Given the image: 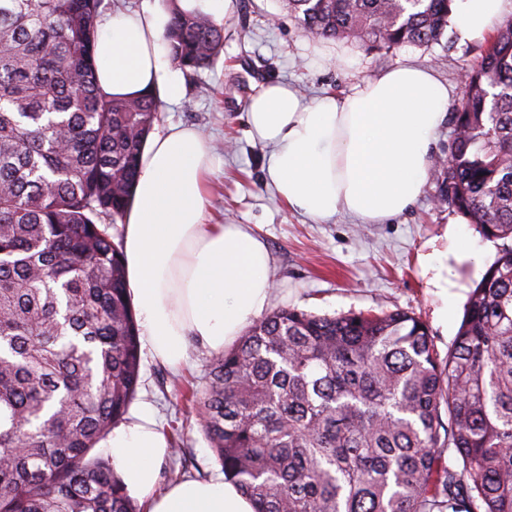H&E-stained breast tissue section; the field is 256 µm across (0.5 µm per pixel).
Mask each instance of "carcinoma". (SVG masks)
Here are the masks:
<instances>
[{"label":"carcinoma","instance_id":"cac0c4a2","mask_svg":"<svg viewBox=\"0 0 512 512\" xmlns=\"http://www.w3.org/2000/svg\"><path fill=\"white\" fill-rule=\"evenodd\" d=\"M188 78L224 26L168 0ZM368 51L428 47L454 0H283ZM104 0H0V512H137L97 441L135 397L123 222L162 102L96 85ZM438 202L501 241L444 356L405 311L255 323L182 393L254 512H512V21L465 71Z\"/></svg>","mask_w":512,"mask_h":512}]
</instances>
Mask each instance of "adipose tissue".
Wrapping results in <instances>:
<instances>
[{"label":"adipose tissue","mask_w":512,"mask_h":512,"mask_svg":"<svg viewBox=\"0 0 512 512\" xmlns=\"http://www.w3.org/2000/svg\"><path fill=\"white\" fill-rule=\"evenodd\" d=\"M510 13L512 0H454L452 21L465 42L493 32ZM168 21L160 0L103 18L94 46L102 93L182 99L183 75L165 60ZM447 112L448 89L432 70L403 65L351 94L311 103L288 84H268L245 118L251 139L269 148L267 177L290 208L316 220L341 210L379 224L420 195ZM213 151L192 127L171 124L148 137L125 214L124 266L138 325L152 356L171 367L193 340L224 350L270 301L266 243L250 225L205 221ZM98 446L144 512H253L228 482L187 479L159 488L168 441L150 403H139Z\"/></svg>","instance_id":"adipose-tissue-1"}]
</instances>
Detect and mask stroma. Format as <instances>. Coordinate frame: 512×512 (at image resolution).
Here are the masks:
<instances>
[{
    "label": "stroma",
    "mask_w": 512,
    "mask_h": 512,
    "mask_svg": "<svg viewBox=\"0 0 512 512\" xmlns=\"http://www.w3.org/2000/svg\"><path fill=\"white\" fill-rule=\"evenodd\" d=\"M224 51L212 67L186 80L184 97L163 104L160 126L198 128L218 146L208 177L210 224H247L267 244L271 256L270 309L297 308L318 315L403 310L429 329L440 354H447L470 292L497 256V244L484 238L462 215L438 204L437 169H430L418 200L381 224H360L340 213L317 222L289 209L266 181L268 148L252 141L245 120L250 99L266 84L285 82L306 99L351 93L364 80L402 64L433 68L448 88V108L456 110L461 76L477 65L484 38L431 47L404 46L367 52L345 41L306 33L282 0H233L220 16ZM473 258L459 259L461 244ZM448 252V296L440 298L418 264L420 253ZM447 308V320L438 311ZM212 354L190 344L181 369L156 362L142 350L136 400L150 401L163 429L178 426L185 453L165 458L159 480L194 477L223 480L196 415L182 400L178 383L202 384Z\"/></svg>",
    "instance_id": "stroma-1"
}]
</instances>
